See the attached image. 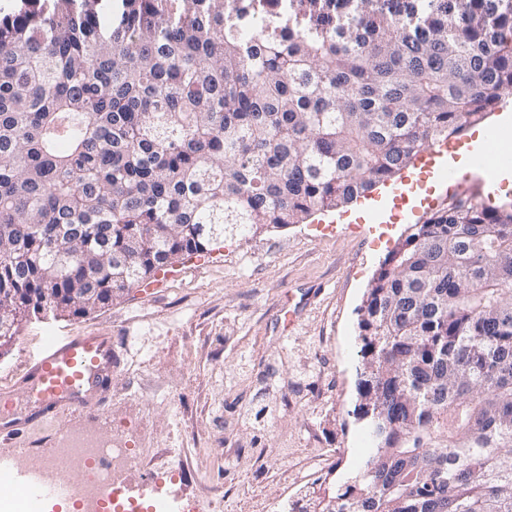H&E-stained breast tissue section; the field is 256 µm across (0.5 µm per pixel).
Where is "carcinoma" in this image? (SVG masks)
Listing matches in <instances>:
<instances>
[{
    "mask_svg": "<svg viewBox=\"0 0 512 512\" xmlns=\"http://www.w3.org/2000/svg\"><path fill=\"white\" fill-rule=\"evenodd\" d=\"M22 0L0 18V310L368 196L512 93V0ZM96 288L91 300L83 289ZM374 444L297 512H512V209L412 224L358 309Z\"/></svg>",
    "mask_w": 512,
    "mask_h": 512,
    "instance_id": "obj_1",
    "label": "carcinoma"
}]
</instances>
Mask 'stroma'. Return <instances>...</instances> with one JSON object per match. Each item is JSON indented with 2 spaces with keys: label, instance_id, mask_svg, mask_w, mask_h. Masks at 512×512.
<instances>
[{
  "label": "stroma",
  "instance_id": "obj_1",
  "mask_svg": "<svg viewBox=\"0 0 512 512\" xmlns=\"http://www.w3.org/2000/svg\"><path fill=\"white\" fill-rule=\"evenodd\" d=\"M371 223L360 206L269 227L176 261L122 302L82 317L32 319L0 357V389L27 405L19 379L51 337L85 329L112 332L122 381L100 416L62 415L36 431V447L56 433L112 438V418L149 412V465L178 447L182 476L164 490L184 504L222 499L223 512H289L315 479L340 482L366 458L357 401L358 308L388 252L409 224ZM269 406L274 428L253 413Z\"/></svg>",
  "mask_w": 512,
  "mask_h": 512
}]
</instances>
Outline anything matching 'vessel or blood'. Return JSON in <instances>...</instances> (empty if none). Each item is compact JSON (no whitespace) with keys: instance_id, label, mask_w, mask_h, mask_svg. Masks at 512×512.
<instances>
[{"instance_id":"b4317fda","label":"vessel or blood","mask_w":512,"mask_h":512,"mask_svg":"<svg viewBox=\"0 0 512 512\" xmlns=\"http://www.w3.org/2000/svg\"><path fill=\"white\" fill-rule=\"evenodd\" d=\"M120 359L111 335L84 330L51 339L30 363L22 383L35 392L34 406L0 416V489L20 494V512H43L47 501L68 499V486L57 474L21 469L18 461L31 451L35 427L64 413L99 415L102 394L117 374Z\"/></svg>"}]
</instances>
